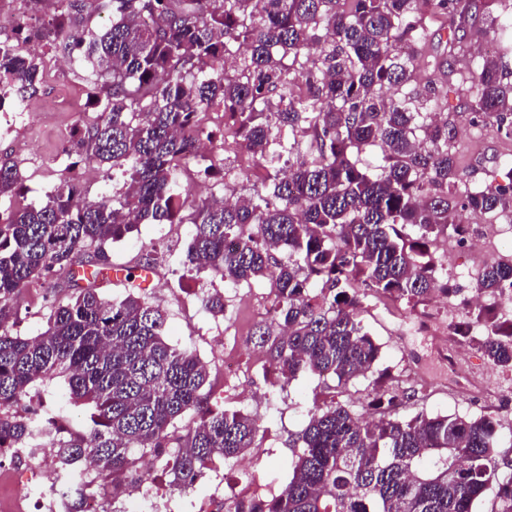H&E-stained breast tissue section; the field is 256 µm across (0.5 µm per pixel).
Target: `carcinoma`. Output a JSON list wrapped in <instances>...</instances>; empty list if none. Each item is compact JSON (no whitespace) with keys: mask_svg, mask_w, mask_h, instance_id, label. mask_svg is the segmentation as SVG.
Segmentation results:
<instances>
[{"mask_svg":"<svg viewBox=\"0 0 512 512\" xmlns=\"http://www.w3.org/2000/svg\"><path fill=\"white\" fill-rule=\"evenodd\" d=\"M77 0H60L54 18L65 51L85 49L103 98L81 120L66 149L118 169L121 188L89 196L62 179L39 205L0 208V454L56 449L64 475L88 459L95 469L135 483L145 472L130 456L159 458L179 448L171 471L193 484L219 456L238 460L256 447L250 415L209 406L210 373L191 349L164 337L167 314L150 302L128 267L127 295L102 294L96 274L142 224L193 226L188 270L233 286L270 284L271 320L248 343L265 352V371L285 386L300 372L336 382L341 394L366 382L370 423L339 400L313 406L294 452L288 486L269 499L234 497L224 512H476L490 492L497 512H512V463L499 448L500 424L483 416L411 417L408 398L374 376L379 344L360 312L369 296L412 307L443 292L454 298L434 243L476 220L512 215V161L501 180L458 195L457 127L435 120L448 89L417 72L454 73L471 20L482 14L504 37L512 13L503 0H101L112 4L102 36L71 27ZM451 19L447 54L427 59L428 23ZM0 41V82L15 104L37 92L41 59ZM455 93L470 123L512 133V73L486 60ZM224 113L223 137L252 162L250 172L199 154L203 123ZM375 149L372 171L360 156ZM224 179L241 175L252 192L238 204L193 198L180 182L187 166ZM17 164L0 159V198L18 196ZM53 274L72 296L52 303L46 326L13 331L16 299ZM476 292L512 300V263L478 275ZM213 317L229 300L200 297ZM469 308L474 339L494 365L512 368V319ZM63 379L75 403L91 406V426L64 434L52 415L18 412L36 384ZM194 413L185 434L176 422ZM91 481L69 486L66 512H84Z\"/></svg>","mask_w":512,"mask_h":512,"instance_id":"carcinoma-1","label":"carcinoma"}]
</instances>
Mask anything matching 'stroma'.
Segmentation results:
<instances>
[{
	"mask_svg": "<svg viewBox=\"0 0 512 512\" xmlns=\"http://www.w3.org/2000/svg\"><path fill=\"white\" fill-rule=\"evenodd\" d=\"M91 78V62L78 55L67 69H49L30 103L39 108L46 100L61 97L64 106L29 130L28 145L0 137V157L11 158L19 166L20 193L25 202L40 204L64 177L92 196L121 186V179L108 177L103 171L89 176L87 162L65 152L76 125L95 109ZM448 105L446 117L459 129V164L466 173L463 184L467 187L486 184L497 166L512 157V136L496 132L490 126L481 129L470 126L466 114L456 109V95H449ZM191 235L192 227L188 224L141 225L138 233L113 247L112 263L132 266L145 260L149 251H156L158 273L146 294L168 313L169 342L191 348L207 361L212 404L251 415L259 446L250 452L248 466H241L236 460L228 461L208 471L207 481L182 490L170 488L172 476L165 459L153 461L149 479L133 488L131 498L136 501L144 494L154 496L164 512H213L220 499L231 496L230 484L244 468L249 471L251 493L264 497L284 489L292 477L293 446L308 420V409L314 402L331 398L335 393L326 380L306 373L285 387L274 386L272 377L264 373L266 362L262 352L245 344L239 345L234 355L236 374L228 380L223 378L215 332L221 328L232 336H250L271 305L270 286L256 282L234 287L206 276L191 278L182 265ZM436 247L448 252L449 285L467 295L473 292L475 280L485 265L512 261V248L491 237L486 238L479 251L457 248L451 236L439 238ZM204 289H215L230 297V312L226 317L214 318L202 307L199 293ZM69 295L68 289L55 286L50 279L25 289L18 298V333L38 335L45 328L50 302L67 301ZM409 313V307L404 304L382 302L373 297L368 298L361 312L364 325L382 346L380 366L387 370L390 383L416 394L406 407L407 413L423 410L430 414L485 415L498 420L503 432L512 431V371L494 366L475 343L458 337L457 342L464 350L466 373L498 391L497 396L488 399L459 393L452 388L436 356L432 338L408 322ZM27 401L47 405L60 426L68 431L84 432L89 428V408L71 402L63 381L35 386Z\"/></svg>",
	"mask_w": 512,
	"mask_h": 512,
	"instance_id": "1",
	"label": "stroma"
}]
</instances>
